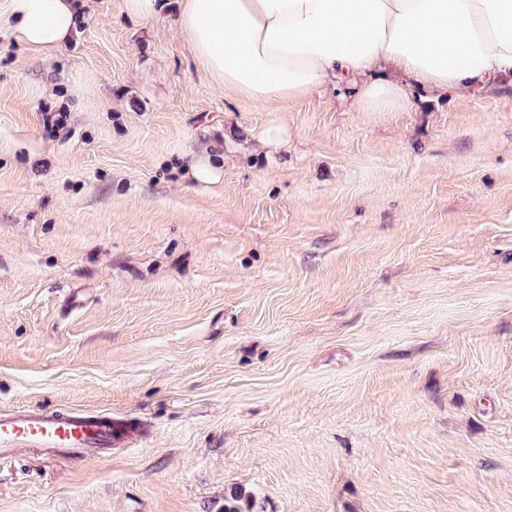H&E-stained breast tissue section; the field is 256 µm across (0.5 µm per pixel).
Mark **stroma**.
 I'll use <instances>...</instances> for the list:
<instances>
[{
  "label": "stroma",
  "mask_w": 512,
  "mask_h": 512,
  "mask_svg": "<svg viewBox=\"0 0 512 512\" xmlns=\"http://www.w3.org/2000/svg\"><path fill=\"white\" fill-rule=\"evenodd\" d=\"M176 7L41 55L0 0V410L123 431L18 450L0 512H512V86L271 112Z\"/></svg>",
  "instance_id": "1"
}]
</instances>
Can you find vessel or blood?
<instances>
[{
	"mask_svg": "<svg viewBox=\"0 0 512 512\" xmlns=\"http://www.w3.org/2000/svg\"><path fill=\"white\" fill-rule=\"evenodd\" d=\"M113 438L111 418L91 412L53 415L25 408L0 412V461L20 448L38 449L46 457L95 459L111 447Z\"/></svg>",
	"mask_w": 512,
	"mask_h": 512,
	"instance_id": "vessel-or-blood-1",
	"label": "vessel or blood"
}]
</instances>
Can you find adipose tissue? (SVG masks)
Instances as JSON below:
<instances>
[{
  "label": "adipose tissue",
  "instance_id": "adipose-tissue-1",
  "mask_svg": "<svg viewBox=\"0 0 512 512\" xmlns=\"http://www.w3.org/2000/svg\"><path fill=\"white\" fill-rule=\"evenodd\" d=\"M76 0H8L36 53L75 29ZM190 52L229 96L277 109L332 85L361 112H405L414 90L496 89L512 77V0H179Z\"/></svg>",
  "mask_w": 512,
  "mask_h": 512
}]
</instances>
